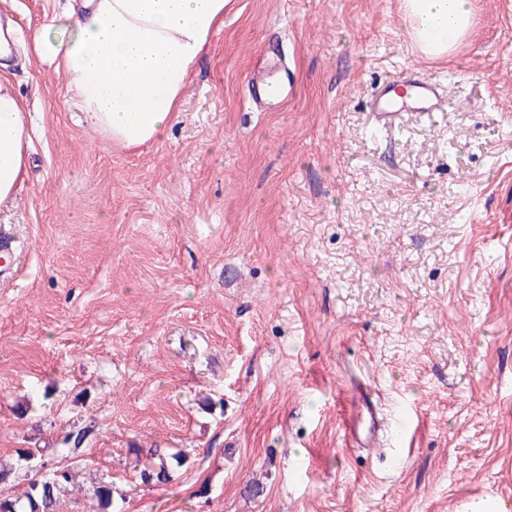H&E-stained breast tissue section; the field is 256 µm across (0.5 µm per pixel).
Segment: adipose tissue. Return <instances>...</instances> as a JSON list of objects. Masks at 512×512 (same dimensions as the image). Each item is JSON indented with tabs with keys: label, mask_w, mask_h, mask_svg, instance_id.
<instances>
[{
	"label": "adipose tissue",
	"mask_w": 512,
	"mask_h": 512,
	"mask_svg": "<svg viewBox=\"0 0 512 512\" xmlns=\"http://www.w3.org/2000/svg\"><path fill=\"white\" fill-rule=\"evenodd\" d=\"M229 0H84L31 31L28 50L62 66L65 87L99 133L126 148L160 139ZM430 58L452 54L472 27L470 0H403ZM29 135L11 83L0 78V201L15 196Z\"/></svg>",
	"instance_id": "obj_1"
}]
</instances>
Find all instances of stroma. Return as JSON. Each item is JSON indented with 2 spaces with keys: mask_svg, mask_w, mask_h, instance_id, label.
Returning a JSON list of instances; mask_svg holds the SVG:
<instances>
[{
  "mask_svg": "<svg viewBox=\"0 0 512 512\" xmlns=\"http://www.w3.org/2000/svg\"><path fill=\"white\" fill-rule=\"evenodd\" d=\"M69 0H0L18 44ZM457 51L410 41L400 0H233L164 136L90 128L53 63L7 70L31 128L0 226V463L93 431L79 479L122 512L512 507V0H472ZM278 44L297 88L258 112ZM415 70L445 108L381 122ZM416 417L351 446L357 382ZM183 453L145 485L142 449ZM270 54L272 59L266 65H260L253 69L245 79L249 103L263 112L280 110L293 101L296 96L295 87L285 67L280 68L284 72L282 82L271 78L270 70L280 64L278 63V51L275 48L270 50ZM89 491L92 492V497L95 498L98 503L99 512H120V510H113L119 507L117 505L114 506L113 503L112 480L103 477L95 482Z\"/></svg>",
  "mask_w": 512,
  "mask_h": 512,
  "instance_id": "35a3bbf8",
  "label": "stroma"
}]
</instances>
